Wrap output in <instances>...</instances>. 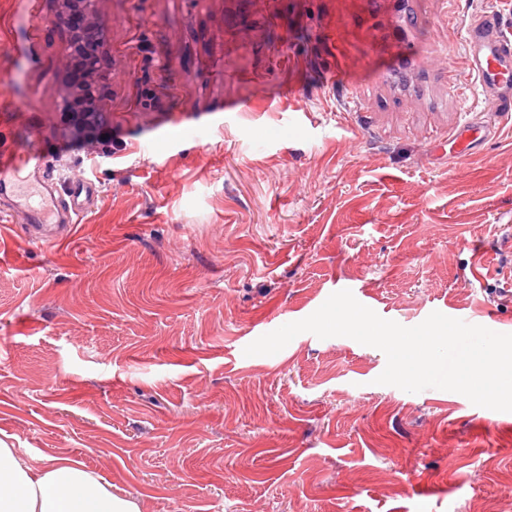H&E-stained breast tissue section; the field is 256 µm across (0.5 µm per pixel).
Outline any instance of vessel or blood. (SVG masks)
<instances>
[{
    "label": "vessel or blood",
    "instance_id": "b4317fda",
    "mask_svg": "<svg viewBox=\"0 0 512 512\" xmlns=\"http://www.w3.org/2000/svg\"><path fill=\"white\" fill-rule=\"evenodd\" d=\"M464 42L475 91L499 115H512V37L502 17H472ZM488 134L482 122H465L455 139L456 155L469 154ZM0 201L9 204L28 232L47 244L55 242L58 230L72 223L80 211L79 204L66 202L42 155L25 156L5 149L0 150Z\"/></svg>",
    "mask_w": 512,
    "mask_h": 512
}]
</instances>
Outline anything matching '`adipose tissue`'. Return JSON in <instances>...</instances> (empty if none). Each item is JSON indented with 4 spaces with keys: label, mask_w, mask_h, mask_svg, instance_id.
Returning a JSON list of instances; mask_svg holds the SVG:
<instances>
[{
    "label": "adipose tissue",
    "mask_w": 512,
    "mask_h": 512,
    "mask_svg": "<svg viewBox=\"0 0 512 512\" xmlns=\"http://www.w3.org/2000/svg\"><path fill=\"white\" fill-rule=\"evenodd\" d=\"M0 512H139L136 501L81 462L50 458L34 468L0 441Z\"/></svg>",
    "instance_id": "ef3b65f1"
}]
</instances>
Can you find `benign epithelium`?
<instances>
[{
	"mask_svg": "<svg viewBox=\"0 0 512 512\" xmlns=\"http://www.w3.org/2000/svg\"><path fill=\"white\" fill-rule=\"evenodd\" d=\"M54 24L68 33L65 84L59 94L63 111L73 113L79 125L101 122L99 81L108 25L103 21L98 0H54Z\"/></svg>",
	"mask_w": 512,
	"mask_h": 512,
	"instance_id": "7a95c632",
	"label": "benign epithelium"
}]
</instances>
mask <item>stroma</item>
<instances>
[{"label": "stroma", "mask_w": 512, "mask_h": 512, "mask_svg": "<svg viewBox=\"0 0 512 512\" xmlns=\"http://www.w3.org/2000/svg\"><path fill=\"white\" fill-rule=\"evenodd\" d=\"M99 10L108 154L63 147L53 0H0V141L98 189L58 244L0 220V440L140 512H512V414L377 384L348 337L244 353L341 290L512 334V121L463 40L512 0ZM469 114L492 134L458 158Z\"/></svg>", "instance_id": "obj_1"}]
</instances>
